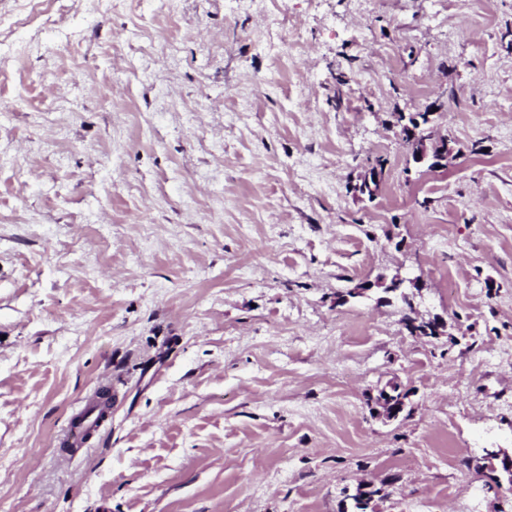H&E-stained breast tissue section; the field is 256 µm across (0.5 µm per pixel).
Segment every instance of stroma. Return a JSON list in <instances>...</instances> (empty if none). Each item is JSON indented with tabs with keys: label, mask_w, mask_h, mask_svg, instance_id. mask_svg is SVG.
<instances>
[{
	"label": "stroma",
	"mask_w": 512,
	"mask_h": 512,
	"mask_svg": "<svg viewBox=\"0 0 512 512\" xmlns=\"http://www.w3.org/2000/svg\"><path fill=\"white\" fill-rule=\"evenodd\" d=\"M437 100L429 171L401 126ZM396 275L445 335L349 294ZM393 383L406 412L373 416ZM487 448L512 0H0V512H339L384 479L377 512H512ZM430 139L423 140L418 144L413 152L414 160L417 163H423L428 159H432L437 162V166L448 157V144L447 143H435L430 142L427 145V141ZM87 411L76 422H74V418L72 419L60 442L64 448H79L85 441L86 429L95 428L99 425V415H95L94 410L89 414H87Z\"/></svg>",
	"instance_id": "obj_1"
}]
</instances>
